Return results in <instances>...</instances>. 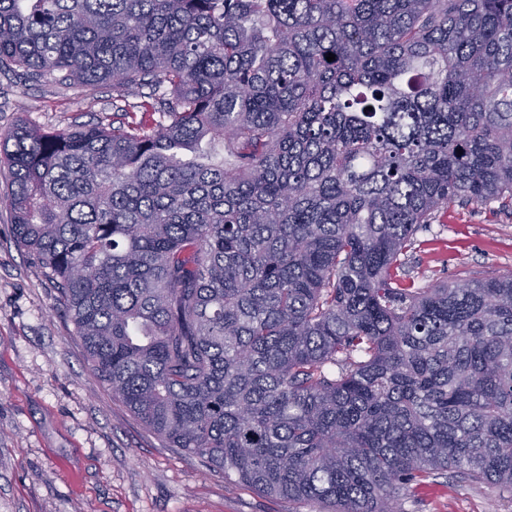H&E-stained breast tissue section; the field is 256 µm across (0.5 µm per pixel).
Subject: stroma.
Instances as JSON below:
<instances>
[{
    "instance_id": "35a3bbf8",
    "label": "stroma",
    "mask_w": 512,
    "mask_h": 512,
    "mask_svg": "<svg viewBox=\"0 0 512 512\" xmlns=\"http://www.w3.org/2000/svg\"><path fill=\"white\" fill-rule=\"evenodd\" d=\"M112 88L84 96L0 75V130L112 117ZM409 256L426 284L512 273V210L453 203ZM403 512H512L496 485L444 475L410 488ZM0 512H313L213 472L149 432L89 367L45 270L18 247L0 202Z\"/></svg>"
}]
</instances>
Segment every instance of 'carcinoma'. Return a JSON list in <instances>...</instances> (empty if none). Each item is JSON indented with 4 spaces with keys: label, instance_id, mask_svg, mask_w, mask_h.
<instances>
[{
    "label": "carcinoma",
    "instance_id": "carcinoma-1",
    "mask_svg": "<svg viewBox=\"0 0 512 512\" xmlns=\"http://www.w3.org/2000/svg\"><path fill=\"white\" fill-rule=\"evenodd\" d=\"M2 73L123 102L0 131V166L168 447L318 512L448 471L512 492V275L407 266L449 204L512 208V0H0Z\"/></svg>",
    "mask_w": 512,
    "mask_h": 512
}]
</instances>
